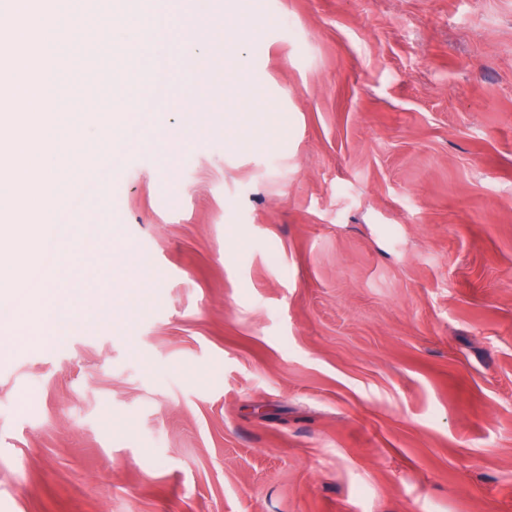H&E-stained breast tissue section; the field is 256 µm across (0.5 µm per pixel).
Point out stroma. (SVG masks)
Returning <instances> with one entry per match:
<instances>
[{"mask_svg":"<svg viewBox=\"0 0 512 512\" xmlns=\"http://www.w3.org/2000/svg\"><path fill=\"white\" fill-rule=\"evenodd\" d=\"M205 127L65 112L104 155L80 310L0 301V512H512V0H212ZM57 47L144 70L103 15ZM250 122L236 120L238 86ZM182 144L170 151L172 129Z\"/></svg>","mask_w":512,"mask_h":512,"instance_id":"obj_1","label":"stroma"}]
</instances>
